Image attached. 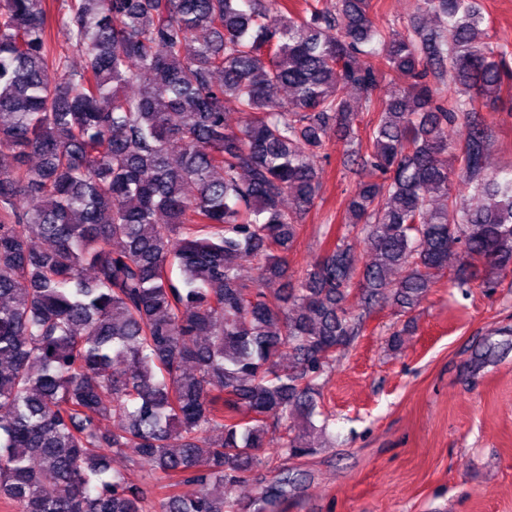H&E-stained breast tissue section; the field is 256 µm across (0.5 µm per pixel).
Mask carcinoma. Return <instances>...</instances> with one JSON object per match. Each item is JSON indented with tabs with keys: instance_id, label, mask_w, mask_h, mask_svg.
<instances>
[{
	"instance_id": "1",
	"label": "carcinoma",
	"mask_w": 512,
	"mask_h": 512,
	"mask_svg": "<svg viewBox=\"0 0 512 512\" xmlns=\"http://www.w3.org/2000/svg\"><path fill=\"white\" fill-rule=\"evenodd\" d=\"M303 2L61 0L52 19L44 0H0V500L15 512H236L228 488L268 436L312 452L320 379L371 308L409 312L452 253L459 288L512 272V168L487 170L477 110L506 105L512 69L475 0H417L404 29L375 26L371 0ZM53 26L82 69L52 54ZM353 92L375 112L364 138ZM335 129L360 179L290 273ZM252 260L284 292L245 281ZM293 483L282 469L260 501Z\"/></svg>"
}]
</instances>
